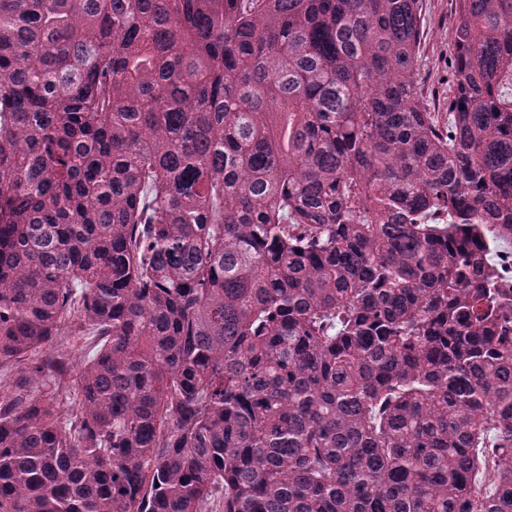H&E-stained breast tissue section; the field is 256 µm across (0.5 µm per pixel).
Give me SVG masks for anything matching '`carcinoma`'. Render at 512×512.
<instances>
[{
    "instance_id": "obj_1",
    "label": "carcinoma",
    "mask_w": 512,
    "mask_h": 512,
    "mask_svg": "<svg viewBox=\"0 0 512 512\" xmlns=\"http://www.w3.org/2000/svg\"><path fill=\"white\" fill-rule=\"evenodd\" d=\"M455 2L443 119L423 0H0V512H512V0Z\"/></svg>"
}]
</instances>
